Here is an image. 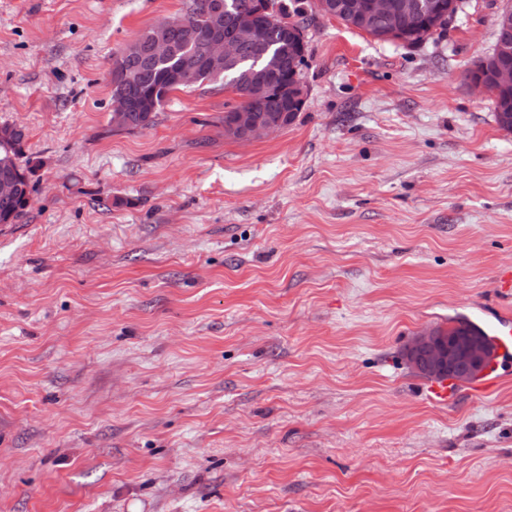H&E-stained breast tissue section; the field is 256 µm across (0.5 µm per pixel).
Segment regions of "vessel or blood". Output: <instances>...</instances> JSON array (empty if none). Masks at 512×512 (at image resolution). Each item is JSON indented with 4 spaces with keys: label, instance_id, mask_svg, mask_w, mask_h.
Masks as SVG:
<instances>
[{
    "label": "vessel or blood",
    "instance_id": "obj_1",
    "mask_svg": "<svg viewBox=\"0 0 512 512\" xmlns=\"http://www.w3.org/2000/svg\"><path fill=\"white\" fill-rule=\"evenodd\" d=\"M482 328L492 343V356L482 375L466 385L452 378L431 381L425 391L432 403L448 405L464 395L485 397L497 388L501 379L499 366L505 358L512 356V311L499 310L495 319L483 322Z\"/></svg>",
    "mask_w": 512,
    "mask_h": 512
}]
</instances>
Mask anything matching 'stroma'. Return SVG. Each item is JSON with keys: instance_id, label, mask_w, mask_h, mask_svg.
Here are the masks:
<instances>
[{"instance_id": "35a3bbf8", "label": "stroma", "mask_w": 512, "mask_h": 512, "mask_svg": "<svg viewBox=\"0 0 512 512\" xmlns=\"http://www.w3.org/2000/svg\"><path fill=\"white\" fill-rule=\"evenodd\" d=\"M188 0H0V125L32 202L0 234V512H512V362L430 402L405 349L496 312L512 132L465 73L512 0L419 48L307 14V102L113 126L119 50Z\"/></svg>"}]
</instances>
